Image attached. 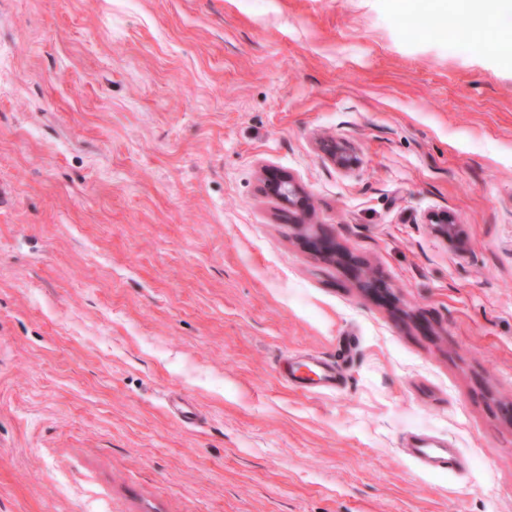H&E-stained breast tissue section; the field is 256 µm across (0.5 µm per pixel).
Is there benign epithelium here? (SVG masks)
I'll return each mask as SVG.
<instances>
[{
  "label": "benign epithelium",
  "mask_w": 512,
  "mask_h": 512,
  "mask_svg": "<svg viewBox=\"0 0 512 512\" xmlns=\"http://www.w3.org/2000/svg\"><path fill=\"white\" fill-rule=\"evenodd\" d=\"M321 148L330 161L340 170H349L359 163L354 148L343 141H322ZM266 190L288 208V217L302 232V238L310 241L331 259L343 255L334 238L326 235L320 224H309L311 211L305 188L289 174H275L268 178ZM432 233L443 239L449 247L464 255L470 251V242L457 215L448 210L431 212L426 216Z\"/></svg>",
  "instance_id": "obj_1"
}]
</instances>
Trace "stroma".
I'll return each mask as SVG.
<instances>
[{
    "instance_id": "35a3bbf8",
    "label": "stroma",
    "mask_w": 512,
    "mask_h": 512,
    "mask_svg": "<svg viewBox=\"0 0 512 512\" xmlns=\"http://www.w3.org/2000/svg\"><path fill=\"white\" fill-rule=\"evenodd\" d=\"M433 7L0 0V512H512V32ZM321 148L337 169L349 170L359 163L356 151L347 142L328 139L322 141ZM266 190L277 198L282 205L288 208V217L292 218V224L302 232L301 237L310 241L332 260L336 261V255L345 257L334 238L326 235L320 224H307L311 219V211L308 203V195L305 188L293 176L289 174H275L268 178ZM432 233L443 239L449 247L461 255L470 251V242L457 215L448 210L431 212L426 216ZM306 368L308 373L305 376L297 374L299 368H293L286 377V383L291 388L303 392L336 388L334 383L335 374L333 372L335 368L331 364L316 360L306 365ZM309 374L314 375L316 378L309 376Z\"/></svg>"
}]
</instances>
